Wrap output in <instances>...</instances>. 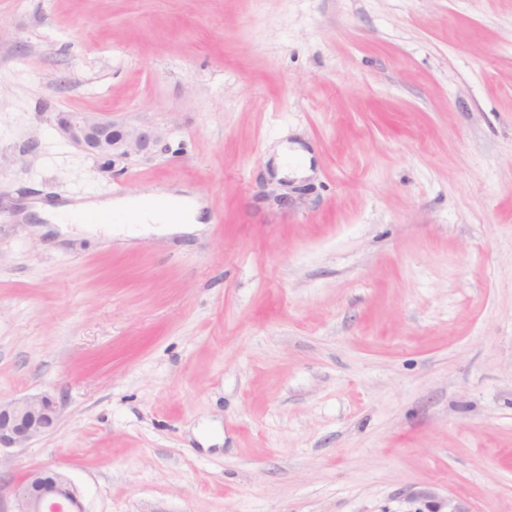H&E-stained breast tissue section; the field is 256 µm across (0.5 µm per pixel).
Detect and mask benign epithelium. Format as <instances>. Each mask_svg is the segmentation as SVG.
<instances>
[{"label":"benign epithelium","instance_id":"obj_1","mask_svg":"<svg viewBox=\"0 0 512 512\" xmlns=\"http://www.w3.org/2000/svg\"><path fill=\"white\" fill-rule=\"evenodd\" d=\"M57 122L72 144L108 163L128 159L162 138L151 128L118 126L83 112H60ZM58 416V401L48 393L0 401V449L24 447L53 429ZM79 508V488L64 474L41 469L29 473L19 485L12 512H72Z\"/></svg>","mask_w":512,"mask_h":512}]
</instances>
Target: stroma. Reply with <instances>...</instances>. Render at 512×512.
Listing matches in <instances>:
<instances>
[{"mask_svg":"<svg viewBox=\"0 0 512 512\" xmlns=\"http://www.w3.org/2000/svg\"><path fill=\"white\" fill-rule=\"evenodd\" d=\"M60 112L163 138L111 168ZM172 188L203 232L15 207ZM38 393L0 512L41 467L84 512H512V0H0V399Z\"/></svg>","mask_w":512,"mask_h":512,"instance_id":"stroma-1","label":"stroma"}]
</instances>
